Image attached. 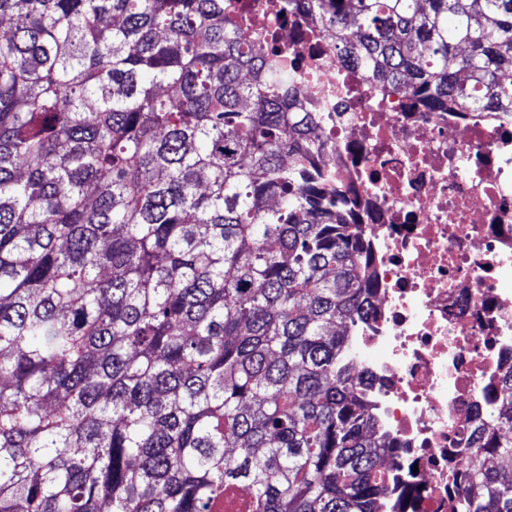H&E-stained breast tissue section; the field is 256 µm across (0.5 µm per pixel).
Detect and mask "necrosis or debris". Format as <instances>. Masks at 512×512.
Here are the masks:
<instances>
[{"label":"necrosis or debris","mask_w":512,"mask_h":512,"mask_svg":"<svg viewBox=\"0 0 512 512\" xmlns=\"http://www.w3.org/2000/svg\"><path fill=\"white\" fill-rule=\"evenodd\" d=\"M297 74L371 259L372 312L349 338L382 430L403 450L388 480L405 512H449L468 438L512 370V114L427 112L346 65L334 41L271 0H229Z\"/></svg>","instance_id":"necrosis-or-debris-1"}]
</instances>
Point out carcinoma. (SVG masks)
I'll list each match as a JSON object with an SVG mask.
<instances>
[{"instance_id": "carcinoma-1", "label": "carcinoma", "mask_w": 512, "mask_h": 512, "mask_svg": "<svg viewBox=\"0 0 512 512\" xmlns=\"http://www.w3.org/2000/svg\"><path fill=\"white\" fill-rule=\"evenodd\" d=\"M428 111H512V0H287ZM0 512H397L367 248L226 0H0ZM452 512H512V371Z\"/></svg>"}]
</instances>
